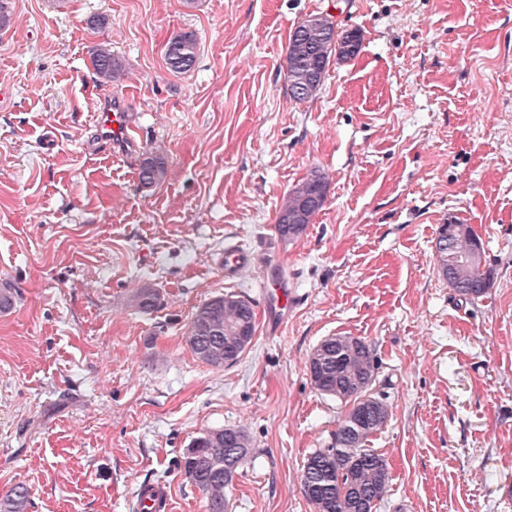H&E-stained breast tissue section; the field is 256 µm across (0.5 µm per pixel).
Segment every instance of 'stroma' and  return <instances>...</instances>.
I'll return each mask as SVG.
<instances>
[{
    "label": "stroma",
    "mask_w": 512,
    "mask_h": 512,
    "mask_svg": "<svg viewBox=\"0 0 512 512\" xmlns=\"http://www.w3.org/2000/svg\"><path fill=\"white\" fill-rule=\"evenodd\" d=\"M4 2L0 282L18 302L0 315V500L21 483L26 512H133L161 481L172 512H206L177 461L238 427L254 454L225 512H315L301 468L343 407L307 361L345 334L374 348L389 407L368 443L389 465L377 512H512V0ZM318 12L361 46L297 102L288 43ZM184 32L197 58L176 74L165 52ZM100 44L120 81L99 82ZM109 93L132 155L97 133ZM158 147L166 177L143 186ZM315 169L325 203L283 242L279 208ZM452 215L493 274L472 302L437 271ZM230 243L280 263L300 303L213 367L184 339L195 309L227 293L264 308L259 271L225 280ZM144 285L160 293L149 313L129 304Z\"/></svg>",
    "instance_id": "35a3bbf8"
}]
</instances>
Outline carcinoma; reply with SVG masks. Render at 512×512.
<instances>
[{
  "instance_id": "carcinoma-1",
  "label": "carcinoma",
  "mask_w": 512,
  "mask_h": 512,
  "mask_svg": "<svg viewBox=\"0 0 512 512\" xmlns=\"http://www.w3.org/2000/svg\"><path fill=\"white\" fill-rule=\"evenodd\" d=\"M356 31L342 33L331 15L306 16L293 30L285 58L288 94L304 102L321 89L323 75L331 60H347L358 53ZM197 43L190 32L173 37L166 47V64L175 73L190 70L196 61ZM92 67L103 83L122 75L121 62L105 46H97ZM166 175L163 151L148 154L139 180L146 187L160 183ZM327 180L311 171L295 185L284 200L277 217L276 231L286 242L300 239L323 207ZM435 252L439 275L454 292L466 299L484 296L492 282L486 268L484 247L471 226L443 224L438 229ZM13 284H0V313L15 305ZM130 303L142 312L159 304V292L144 286L133 293ZM256 313L252 303L236 294H227L215 306L208 300L197 307L185 332V341L195 356L211 366H231L245 348L240 346V330L254 337ZM307 368L318 391L346 403L348 410L340 422L331 446L311 453L303 463L301 490L316 512H375L389 482L386 459L366 447L369 438L381 431L389 417L386 402L371 392L378 374L374 350L364 340L347 335L329 336L311 352ZM252 454L251 440L242 428L206 430L195 437L182 453L179 466L187 479L207 501V512H224V493L242 464ZM28 490L16 486L0 501V512H25Z\"/></svg>"
}]
</instances>
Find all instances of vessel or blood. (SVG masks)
I'll return each mask as SVG.
<instances>
[{
  "mask_svg": "<svg viewBox=\"0 0 512 512\" xmlns=\"http://www.w3.org/2000/svg\"><path fill=\"white\" fill-rule=\"evenodd\" d=\"M97 116V128L102 138L117 137L120 150L127 153L136 148L135 138L123 133L129 122L122 102L104 99ZM256 268L260 269L263 278L266 318L272 323L284 321L288 314V307L293 304L295 297L289 289L280 267L262 263L256 252L243 245L236 243L225 247V279H236ZM134 507L136 512H142L146 507L150 508L151 512H169L170 494L167 487L162 484H152L142 488L136 495Z\"/></svg>",
  "mask_w": 512,
  "mask_h": 512,
  "instance_id": "1",
  "label": "vessel or blood"
}]
</instances>
